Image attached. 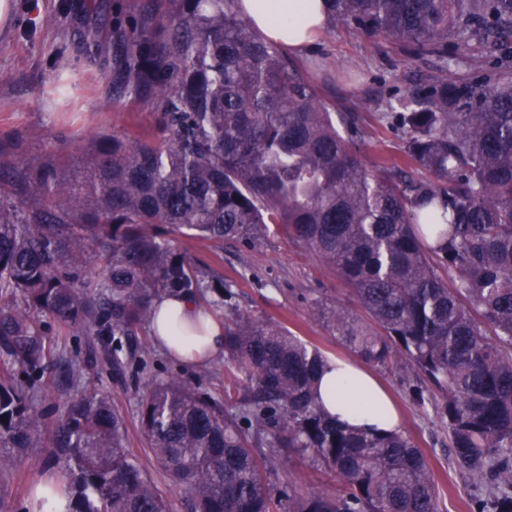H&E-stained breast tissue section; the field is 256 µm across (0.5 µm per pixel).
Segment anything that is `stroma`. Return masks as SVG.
I'll use <instances>...</instances> for the list:
<instances>
[{"mask_svg": "<svg viewBox=\"0 0 512 512\" xmlns=\"http://www.w3.org/2000/svg\"><path fill=\"white\" fill-rule=\"evenodd\" d=\"M144 4L162 14L170 0H12L7 28L0 32V134H18L28 157L63 148L78 160L98 132L150 136L155 117L146 102L128 97L106 100L99 81L105 60L87 59L78 45L85 27L111 31L113 17L137 14ZM52 14L59 19L60 32L47 31L42 25L43 18ZM302 59L311 65L321 99L359 113L369 132L363 158L402 165V140L379 114L390 98L434 71L437 59L410 56L393 40L338 25L326 27ZM177 243L191 258L223 276L241 309L280 324L324 355H345V348L315 316V304L327 302L354 313L360 307L335 272L300 243L280 234L269 235L254 248L230 240L213 245L181 237ZM36 320L52 354L65 355L83 366L80 383L54 388L48 396L42 390L53 376L52 368L37 372L14 367L16 381L38 390L36 410L53 421L85 387L110 394L125 421L129 452L144 464L170 512H187L186 493L152 459L141 429L137 393L149 380L178 376L214 397H223L231 376L223 357L202 366L183 365L155 346L145 329L134 339L135 365L117 371L108 363L107 348L98 337L63 327L47 313L38 314ZM375 374L399 407L400 430L422 450L433 469L445 512H470V479L453 464L448 431L432 407L415 403L396 366L376 369ZM45 457V449H28L9 476L0 478V512H27L35 486L53 474L44 465Z\"/></svg>", "mask_w": 512, "mask_h": 512, "instance_id": "1", "label": "stroma"}]
</instances>
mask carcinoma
I'll return each instance as SVG.
<instances>
[{"instance_id": "cac0c4a2", "label": "carcinoma", "mask_w": 512, "mask_h": 512, "mask_svg": "<svg viewBox=\"0 0 512 512\" xmlns=\"http://www.w3.org/2000/svg\"><path fill=\"white\" fill-rule=\"evenodd\" d=\"M172 2L162 17L117 23L113 44L99 28L83 37L90 57L112 53L102 82L145 100L156 137L99 132L77 171L65 151L32 162L19 137L0 138V347L40 368L32 313L48 312L110 341L119 369L159 296L227 307L235 394L216 399L169 377L138 397L148 447L189 512H443L409 437L330 420L312 395L321 352L237 310L224 279L168 238L254 247L273 225L331 266L364 312L318 305L344 347L422 375L409 390L448 429L473 512H512V0H324L328 24L418 57L445 59L450 39L493 57L479 81L451 80L444 65L387 104L380 119L401 134L410 169L363 163L357 113L330 111L240 0ZM28 448L47 449L61 474L40 510L168 512L104 391L70 400L48 432L31 388L1 373L0 473ZM284 450L332 472L336 491L278 479Z\"/></svg>"}]
</instances>
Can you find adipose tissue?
Masks as SVG:
<instances>
[{
  "label": "adipose tissue",
  "instance_id": "obj_1",
  "mask_svg": "<svg viewBox=\"0 0 512 512\" xmlns=\"http://www.w3.org/2000/svg\"><path fill=\"white\" fill-rule=\"evenodd\" d=\"M244 14L269 40L292 51L303 49L325 30L323 0H241ZM151 325L155 343L176 361L201 365L224 350V328L201 304L186 297H162L155 302ZM191 328L203 322L201 342L179 338L172 322ZM316 400L338 424L366 432L392 431L399 418L391 398L362 365L340 357H326L314 388Z\"/></svg>",
  "mask_w": 512,
  "mask_h": 512
}]
</instances>
